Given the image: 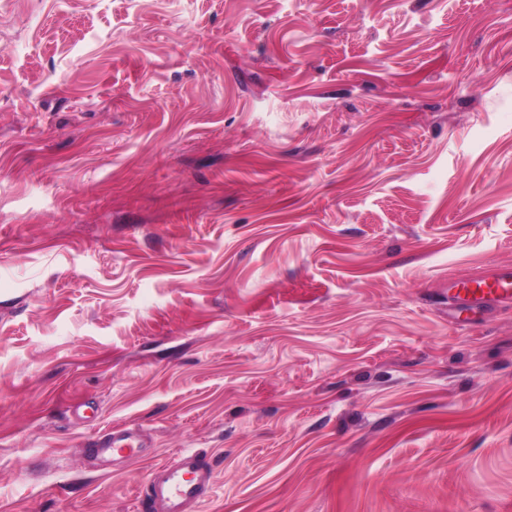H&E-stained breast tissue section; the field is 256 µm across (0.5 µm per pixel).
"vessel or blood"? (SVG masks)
Here are the masks:
<instances>
[{"instance_id": "vessel-or-blood-1", "label": "vessel or blood", "mask_w": 512, "mask_h": 512, "mask_svg": "<svg viewBox=\"0 0 512 512\" xmlns=\"http://www.w3.org/2000/svg\"><path fill=\"white\" fill-rule=\"evenodd\" d=\"M454 300L485 310L512 301V266L489 270L476 281L457 289ZM142 443L136 433L113 435L95 453L109 458L117 454L139 456ZM214 474L196 451L184 450L173 462L157 466L150 474L140 512H195L213 491Z\"/></svg>"}]
</instances>
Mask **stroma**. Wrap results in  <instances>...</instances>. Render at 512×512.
<instances>
[{
    "instance_id": "1",
    "label": "stroma",
    "mask_w": 512,
    "mask_h": 512,
    "mask_svg": "<svg viewBox=\"0 0 512 512\" xmlns=\"http://www.w3.org/2000/svg\"><path fill=\"white\" fill-rule=\"evenodd\" d=\"M507 264L512 0H0V512H512ZM453 298L456 303L482 310L512 301V266L494 268L481 279L464 283ZM140 448L143 447L139 436L133 432H125L112 435V439L106 441L99 448H95V454L104 459L113 457L115 454L137 457L140 455ZM214 474L196 451L184 450L151 473L140 512H190L213 492Z\"/></svg>"
}]
</instances>
